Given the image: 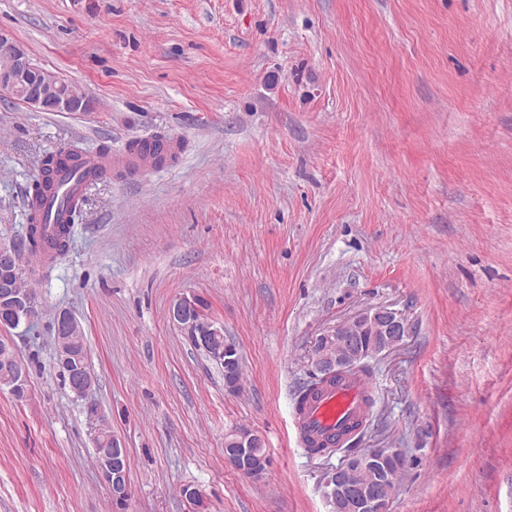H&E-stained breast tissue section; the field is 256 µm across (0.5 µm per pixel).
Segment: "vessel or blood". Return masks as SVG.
<instances>
[{
    "instance_id": "obj_1",
    "label": "vessel or blood",
    "mask_w": 512,
    "mask_h": 512,
    "mask_svg": "<svg viewBox=\"0 0 512 512\" xmlns=\"http://www.w3.org/2000/svg\"><path fill=\"white\" fill-rule=\"evenodd\" d=\"M108 162L117 168L135 166L147 169L152 165V158L135 146L110 161L98 154L84 156L82 170L90 174ZM368 389L366 381H352L339 387L323 388L310 398L302 410L294 414L293 425L298 445H305L307 437L317 436L318 432H336L352 420L361 411Z\"/></svg>"
}]
</instances>
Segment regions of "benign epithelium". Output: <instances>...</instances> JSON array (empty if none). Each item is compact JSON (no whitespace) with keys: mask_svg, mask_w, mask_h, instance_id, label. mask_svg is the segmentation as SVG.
Listing matches in <instances>:
<instances>
[{"mask_svg":"<svg viewBox=\"0 0 512 512\" xmlns=\"http://www.w3.org/2000/svg\"><path fill=\"white\" fill-rule=\"evenodd\" d=\"M0 93L18 96L30 108L45 112H81L86 100L75 93V87L58 82L49 88L45 71L31 63L29 54L14 37L0 30ZM8 305L17 316H24L28 323L39 317L41 304L36 296H28L12 285L0 289V305ZM192 300L181 298L169 308L170 319L185 330H192L197 322L188 317ZM366 324L377 333L375 343L367 345L355 328ZM78 325L68 312L57 316L55 338L63 345L57 364L69 367L70 354L64 348L66 340ZM408 336V324L397 312L388 308L368 309L353 318L337 324L322 334L315 351V368L334 372L339 368L349 369L368 354L377 355L398 347ZM94 384L92 373L83 371L74 378L71 390L78 397H85ZM258 434L233 432V437L224 439V445L233 447L224 451V462L239 473L253 479L261 478L265 470L249 464L248 448L255 443ZM126 449L114 443L104 457L102 474L112 481V492L125 495L130 492L127 473L122 469ZM404 453L399 448H374L353 463H347L324 477L325 495L330 502L342 501L348 512H388L389 501L383 496L386 460L399 462Z\"/></svg>","mask_w":512,"mask_h":512,"instance_id":"benign-epithelium-1","label":"benign epithelium"}]
</instances>
